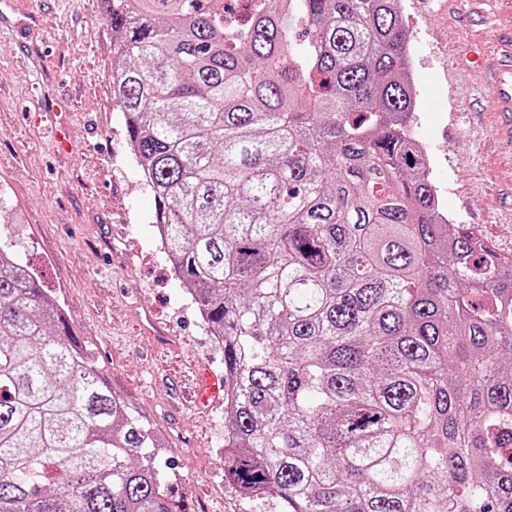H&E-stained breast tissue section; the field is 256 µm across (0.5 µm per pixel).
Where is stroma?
Instances as JSON below:
<instances>
[{
  "instance_id": "1",
  "label": "stroma",
  "mask_w": 512,
  "mask_h": 512,
  "mask_svg": "<svg viewBox=\"0 0 512 512\" xmlns=\"http://www.w3.org/2000/svg\"><path fill=\"white\" fill-rule=\"evenodd\" d=\"M419 105L413 132L450 223L512 255V138L493 95L512 76L503 0H402ZM101 0H0V189L19 254L63 305L113 393L162 438L193 512H248L224 476V405L185 395L224 372L156 236L155 201L128 158ZM64 121L55 129L46 105Z\"/></svg>"
}]
</instances>
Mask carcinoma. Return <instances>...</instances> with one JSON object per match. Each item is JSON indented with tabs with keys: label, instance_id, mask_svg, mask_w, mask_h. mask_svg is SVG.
Listing matches in <instances>:
<instances>
[{
	"label": "carcinoma",
	"instance_id": "carcinoma-1",
	"mask_svg": "<svg viewBox=\"0 0 512 512\" xmlns=\"http://www.w3.org/2000/svg\"><path fill=\"white\" fill-rule=\"evenodd\" d=\"M161 246L279 512H512V255L443 219L401 0H103ZM0 238V512H191Z\"/></svg>",
	"mask_w": 512,
	"mask_h": 512
}]
</instances>
